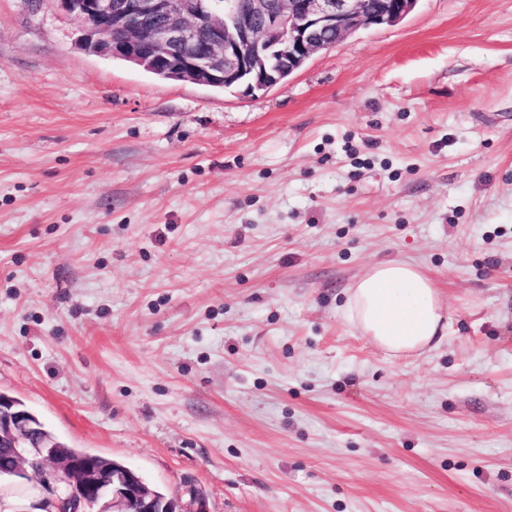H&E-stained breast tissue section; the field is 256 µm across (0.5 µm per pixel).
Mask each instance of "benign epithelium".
I'll list each match as a JSON object with an SVG mask.
<instances>
[{"label":"benign epithelium","mask_w":512,"mask_h":512,"mask_svg":"<svg viewBox=\"0 0 512 512\" xmlns=\"http://www.w3.org/2000/svg\"><path fill=\"white\" fill-rule=\"evenodd\" d=\"M82 23L79 46L164 79L243 92L267 90L312 56L370 27L404 20L419 0H54ZM12 442L0 476L45 466L62 478V512H182L177 499L152 490L124 465L104 457L41 447L32 414L0 393V444Z\"/></svg>","instance_id":"obj_1"}]
</instances>
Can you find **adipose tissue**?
Here are the masks:
<instances>
[{
    "instance_id": "obj_1",
    "label": "adipose tissue",
    "mask_w": 512,
    "mask_h": 512,
    "mask_svg": "<svg viewBox=\"0 0 512 512\" xmlns=\"http://www.w3.org/2000/svg\"><path fill=\"white\" fill-rule=\"evenodd\" d=\"M345 318L389 356L423 354L448 331V314L433 280L396 260L373 264L348 289ZM0 512H58L38 488L0 487Z\"/></svg>"
}]
</instances>
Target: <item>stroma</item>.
I'll use <instances>...</instances> for the list:
<instances>
[{"label": "stroma", "instance_id": "1", "mask_svg": "<svg viewBox=\"0 0 512 512\" xmlns=\"http://www.w3.org/2000/svg\"><path fill=\"white\" fill-rule=\"evenodd\" d=\"M0 0V392L209 512H512V0H420L246 95ZM449 313L348 323L375 262ZM344 316L394 358L421 355L448 331V313L433 280L396 260L373 264L351 284Z\"/></svg>", "mask_w": 512, "mask_h": 512}]
</instances>
